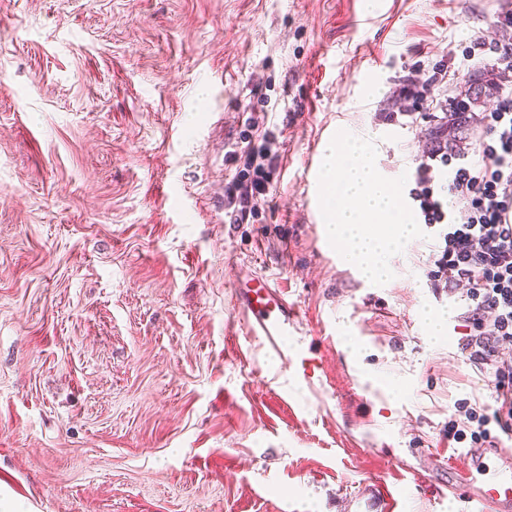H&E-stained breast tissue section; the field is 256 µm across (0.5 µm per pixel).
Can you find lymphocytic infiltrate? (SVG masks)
<instances>
[{
	"label": "lymphocytic infiltrate",
	"instance_id": "lymphocytic-infiltrate-1",
	"mask_svg": "<svg viewBox=\"0 0 512 512\" xmlns=\"http://www.w3.org/2000/svg\"><path fill=\"white\" fill-rule=\"evenodd\" d=\"M486 120L477 161L453 168L447 186L437 187L436 172L448 163L447 144H438L417 158L409 191L424 223L438 230L436 275L460 289L467 308L470 332L462 349L470 362L494 370L495 409L459 407L476 443L496 430L512 433V360L502 357L512 350V95L501 97ZM271 164L268 148L247 151L252 177L228 188L237 220L255 212Z\"/></svg>",
	"mask_w": 512,
	"mask_h": 512
}]
</instances>
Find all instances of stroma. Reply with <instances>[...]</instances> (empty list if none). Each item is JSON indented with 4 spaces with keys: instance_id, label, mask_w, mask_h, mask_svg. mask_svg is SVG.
Segmentation results:
<instances>
[{
    "instance_id": "35a3bbf8",
    "label": "stroma",
    "mask_w": 512,
    "mask_h": 512,
    "mask_svg": "<svg viewBox=\"0 0 512 512\" xmlns=\"http://www.w3.org/2000/svg\"><path fill=\"white\" fill-rule=\"evenodd\" d=\"M512 0H0V512H468L448 491L461 352L435 231L361 279L310 156L341 130L411 172L443 113L512 73ZM412 103L400 91L436 71ZM276 154L253 218L224 188ZM299 308L297 380L234 311L233 266ZM448 310L430 336L422 307Z\"/></svg>"
}]
</instances>
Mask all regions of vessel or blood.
Segmentation results:
<instances>
[{"label":"vessel or blood","instance_id":"vessel-or-blood-1","mask_svg":"<svg viewBox=\"0 0 512 512\" xmlns=\"http://www.w3.org/2000/svg\"><path fill=\"white\" fill-rule=\"evenodd\" d=\"M236 316L248 335L262 338L278 351L285 365L295 366L303 377L316 372L315 365L297 349L287 348L284 339L296 332L298 310L278 283L248 266H238L234 280ZM484 452L468 449L451 469L449 491H463L469 512H512V475L501 476L484 461Z\"/></svg>","mask_w":512,"mask_h":512}]
</instances>
